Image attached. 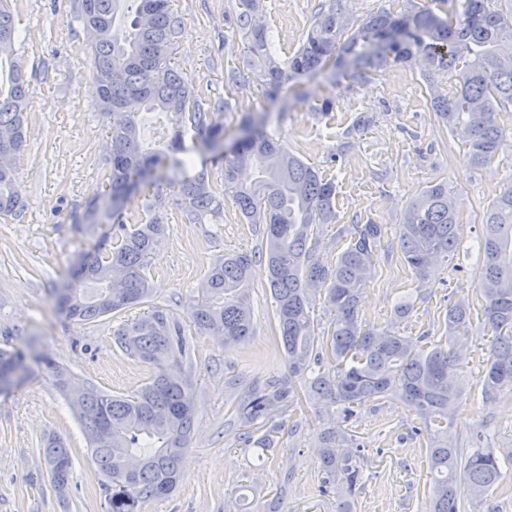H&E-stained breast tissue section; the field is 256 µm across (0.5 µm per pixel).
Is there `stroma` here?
Wrapping results in <instances>:
<instances>
[{
    "instance_id": "stroma-1",
    "label": "stroma",
    "mask_w": 512,
    "mask_h": 512,
    "mask_svg": "<svg viewBox=\"0 0 512 512\" xmlns=\"http://www.w3.org/2000/svg\"><path fill=\"white\" fill-rule=\"evenodd\" d=\"M77 0H9L20 36L0 55V87L8 88L12 64L29 80L27 147L18 175L24 191L19 217L0 216V348L26 360L50 358L75 386L93 385L127 394L147 378L145 364L118 345L119 322L107 317L86 324L65 319L54 290L90 246L73 223L106 182L110 139L98 109L89 39L74 19ZM185 30L170 63L193 80L202 98L221 97L224 150L248 123L264 122L269 134L336 184V221L320 227L312 261L331 265L348 246L357 224H380L386 233L376 250V274L366 285L360 316L378 328L396 325L420 348L443 343L449 305L469 297L472 329L464 341L465 391L449 433L464 448L512 450V392L483 399L488 359L478 268L481 219L487 206L512 186V151H499L487 166L466 162V146L439 121L430 94L450 95L454 78L427 84L420 67L388 64L367 79L324 70L298 76L276 93L255 82L253 57L238 16L240 0H171ZM329 0H259L253 16L265 28L271 53L286 63L305 40ZM332 109L323 110L324 101ZM446 183L461 199L458 246L426 280L404 263L396 227L411 197L429 183ZM263 227L242 218L225 198L217 222L186 224L165 207V231L149 265L155 304L187 316L201 296L209 267L235 252L252 254L254 334L223 346L210 336L194 339L200 420L185 459V475L167 499L143 504L142 512H336L337 498L320 491L319 448L327 429L345 433L348 450H359L362 489L352 512H429L430 476L425 420L403 402L375 401L344 419L337 406L300 400L273 418L279 427L268 448L236 439L230 407L238 387L288 371L276 352L275 303L268 285ZM412 300L404 319L395 305ZM63 438L72 456L66 494L50 482L42 458L49 435ZM0 512H106L100 477L65 392L52 374L39 371L0 394Z\"/></svg>"
}]
</instances>
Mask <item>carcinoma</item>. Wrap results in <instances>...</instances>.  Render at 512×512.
<instances>
[{
	"label": "carcinoma",
	"mask_w": 512,
	"mask_h": 512,
	"mask_svg": "<svg viewBox=\"0 0 512 512\" xmlns=\"http://www.w3.org/2000/svg\"><path fill=\"white\" fill-rule=\"evenodd\" d=\"M124 0H80L74 19L91 32L92 74L99 88V109L108 119L112 153L106 189L92 196L77 218L94 238L91 252L69 272L56 293L65 318L92 322L148 304L151 255L164 233L160 183L174 187L172 198L185 224H202L220 214L224 197L204 174H189L183 139L198 137L206 151L224 139L222 98L202 100L191 81L170 64L173 44L184 21L170 0H139L135 16L115 26ZM455 16L442 18L430 5H412L392 13L379 11L361 21L347 38L343 0H330L314 19L305 42L288 65L268 57L266 33L252 25L258 0H240L239 16L251 52L262 58L258 80L265 91L279 89L296 75L321 71L335 57L361 79L389 61L407 63L422 57L425 78L453 72L456 89L433 105L448 130L468 145V162L484 167L497 154L507 133L503 115L512 112V0L495 8L493 0H457ZM16 37L8 0H0V51ZM169 116L166 149L150 151L141 141L134 106ZM28 91L22 68L12 65L8 91L0 90V215L15 216L23 207L17 162L26 150L24 134ZM224 163V190L233 193L241 214L263 225L269 287L276 303L277 342L288 376L248 387L235 401L234 420L242 435L258 448L273 442L276 410L286 411L299 397L297 383L318 402L339 405L351 417L360 407L383 399L407 403L426 420L443 423L452 416L463 386L459 376L463 346L456 340L471 326L469 299L458 297L448 308L447 343L415 349L413 339L398 331L369 326L359 317L362 290L373 278L381 224H356L351 240L333 265L310 260L318 226L336 219V186L269 135L262 125L244 129ZM257 173L245 186L237 174ZM146 192L143 224H128L124 203L135 179L156 169ZM460 199L444 183L427 186L405 205L396 234L408 267L423 279L434 263L456 247L455 224ZM483 261L478 272L484 324L491 330L482 394L492 398L512 391V187L482 216ZM253 256H224L209 268L201 301L188 318L196 334L216 336L226 347L244 342L253 332L249 275ZM335 312L332 330L316 332L310 309L317 296ZM117 341L132 359L148 365L147 382L125 395L89 387L73 396L92 459L105 478L107 512H140L146 501L170 496L185 472V456L198 425L194 406V365L187 323L162 306L124 323ZM34 374L19 353L0 351V392ZM347 436L327 432L320 450L325 491L343 507L362 488L359 455L340 450ZM42 454L54 487L63 492L72 457L57 436L44 440ZM430 512H462L501 479L499 458L487 448H458L448 428L429 438Z\"/></svg>",
	"instance_id": "cac0c4a2"
}]
</instances>
